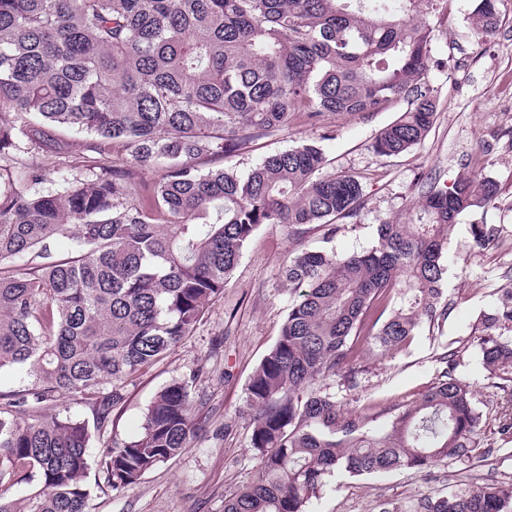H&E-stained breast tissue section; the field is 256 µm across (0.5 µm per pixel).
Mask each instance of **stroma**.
I'll list each match as a JSON object with an SVG mask.
<instances>
[{"mask_svg":"<svg viewBox=\"0 0 512 512\" xmlns=\"http://www.w3.org/2000/svg\"><path fill=\"white\" fill-rule=\"evenodd\" d=\"M474 7V0H449L432 20L428 78L437 91L438 112L425 139L408 152L384 157L373 149L394 113L366 119L329 113L314 126L299 112L288 129L261 138L252 151L227 162L244 174L265 153L303 140L317 142L330 161L329 172L359 179L364 205L356 217L342 220L328 243L316 229L294 239L283 225L260 227L223 295L193 333L135 377L112 425L93 433L88 512H224L225 495L249 482L256 469L250 431L235 413L288 313L292 296L281 284L283 268L303 249L327 247L340 255L369 250L377 242L378 224L404 216L426 177L449 183L461 175H479L499 184L496 204L463 212L448 236L444 293L453 308L438 325L422 324L408 350L373 362L356 389L335 383L330 389L356 410L374 402L404 404L434 382L442 369L439 355L453 349L458 353L456 374L472 384L473 405L483 416L482 451L441 462L426 475H336L309 500L306 512H382L386 507L412 512L422 495L443 493L475 478L512 482V442L496 432L501 392L482 364L475 335L482 315L496 308L499 288L512 279V0H502L503 23L489 44L471 29ZM227 163L205 158L198 165L208 170ZM477 224L499 229L488 247L475 244L472 229ZM175 381L188 382L192 410L205 420L203 431L134 487L112 489L100 466L104 445L115 437L132 438L154 396Z\"/></svg>","mask_w":512,"mask_h":512,"instance_id":"obj_1","label":"stroma"}]
</instances>
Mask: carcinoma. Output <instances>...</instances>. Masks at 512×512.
Returning <instances> with one entry per match:
<instances>
[{"label": "carcinoma", "mask_w": 512, "mask_h": 512, "mask_svg": "<svg viewBox=\"0 0 512 512\" xmlns=\"http://www.w3.org/2000/svg\"><path fill=\"white\" fill-rule=\"evenodd\" d=\"M437 0H0V372L30 382L0 389V512H86L91 429L112 421L125 382L189 335L224 293L260 226L335 237L357 215L360 181L325 172L302 142L247 174L203 171L288 127L303 112L368 118L403 103L374 141L404 153L428 134L438 100L428 80ZM499 0H477L483 39ZM84 135L72 151L69 134ZM23 152L53 169L18 161ZM89 168L94 178L65 171ZM157 169L152 183L137 171ZM60 174L53 192L29 185ZM405 220L378 225L365 253L302 250L282 271L294 295L279 338L250 376L238 417L258 468L224 497V512H306L341 470L352 477L424 472L477 450L482 415L456 353L409 404L347 407L325 380L353 390L370 361L408 348L427 320L448 317L443 256L457 217L495 204L498 184L425 182ZM72 241L56 259L51 245ZM481 321L483 365L508 409L512 441V284ZM84 404L92 420L70 414ZM203 429L188 383L148 405L139 435L102 452L105 482L135 485ZM415 512H512V483L487 480L425 495Z\"/></svg>", "instance_id": "cac0c4a2"}]
</instances>
